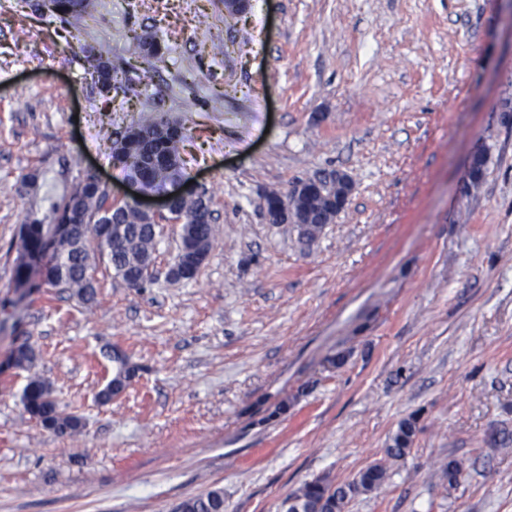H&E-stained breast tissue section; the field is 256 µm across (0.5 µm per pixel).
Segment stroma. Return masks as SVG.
<instances>
[{
  "label": "stroma",
  "instance_id": "obj_1",
  "mask_svg": "<svg viewBox=\"0 0 512 512\" xmlns=\"http://www.w3.org/2000/svg\"><path fill=\"white\" fill-rule=\"evenodd\" d=\"M145 32L166 48L151 65L129 53ZM156 113L211 200L196 278H164L167 218L150 286L102 257L92 305L15 287L20 225L90 171L125 201L99 130ZM337 169L355 188L311 246L267 222L265 191ZM23 342L79 435L25 412ZM115 345L146 371L102 405ZM378 462L384 486L346 512H512V0H89L65 21L0 0V512H173L214 487L224 512H281ZM415 430L413 420L407 419L401 421L391 439L389 448L386 450L387 457L395 460L402 458L412 442Z\"/></svg>",
  "mask_w": 512,
  "mask_h": 512
}]
</instances>
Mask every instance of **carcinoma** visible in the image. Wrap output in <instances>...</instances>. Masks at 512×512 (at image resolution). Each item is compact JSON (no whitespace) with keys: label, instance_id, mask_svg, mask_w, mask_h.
<instances>
[{"label":"carcinoma","instance_id":"cac0c4a2","mask_svg":"<svg viewBox=\"0 0 512 512\" xmlns=\"http://www.w3.org/2000/svg\"><path fill=\"white\" fill-rule=\"evenodd\" d=\"M129 50L132 54L147 60L161 59V48L157 41L146 42L144 36H135ZM170 121L157 117L135 124L143 135L135 141L128 132L112 133L104 130V136L111 140L112 158L120 162L125 174L143 179L144 189L157 192L168 184L187 178L186 168L180 153L183 138L163 133ZM69 199L74 201L72 213H60L54 220L67 224L81 225L76 233L59 239L47 260L42 277L52 287L70 293L85 305H91L97 297L95 278L96 255L106 256L115 275L133 288H142L156 281L155 258L160 225L148 218L132 204L126 203L115 208L104 207L105 195L86 180L79 182ZM330 193L317 191L308 204L297 199L290 200V206L297 213L307 212L310 222L297 225L298 242L310 246L322 231L316 223L317 215L329 208ZM175 219L181 221L179 245L173 261L168 267L166 278L170 282H187L195 279L202 262L210 254L215 237L212 224L210 198L201 193L188 200L184 199L174 208ZM49 225L27 222L20 227L18 255L14 267L16 284L32 280L33 271L23 263V252L40 246L47 236ZM36 355L27 344L17 346L11 353L12 367L29 373L21 401L25 411L45 429L57 435L74 436L83 428V418L76 413H66L59 408L53 396L50 383L32 372ZM109 358L113 364L112 378L98 393V400L109 402L112 397L125 390L143 371L133 362L126 351L112 347ZM415 435L413 420L399 423L387 457L402 458ZM461 465L455 460L443 464L439 470L441 480L448 487L456 486ZM386 479V468L375 463L348 482L334 486L323 478L304 483L284 503L285 512H344L345 504L359 494L377 490ZM179 512H224V491L213 488L200 495L186 498L178 504Z\"/></svg>","mask_w":512,"mask_h":512}]
</instances>
